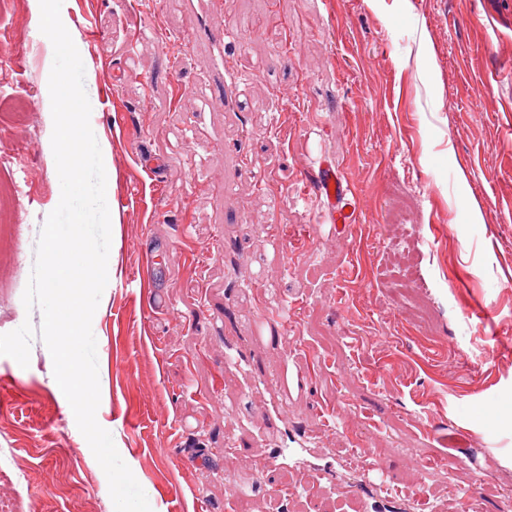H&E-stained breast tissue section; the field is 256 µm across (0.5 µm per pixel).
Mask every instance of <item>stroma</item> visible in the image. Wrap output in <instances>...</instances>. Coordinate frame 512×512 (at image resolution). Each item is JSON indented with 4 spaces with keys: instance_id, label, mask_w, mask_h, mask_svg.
<instances>
[{
    "instance_id": "stroma-1",
    "label": "stroma",
    "mask_w": 512,
    "mask_h": 512,
    "mask_svg": "<svg viewBox=\"0 0 512 512\" xmlns=\"http://www.w3.org/2000/svg\"><path fill=\"white\" fill-rule=\"evenodd\" d=\"M208 26L236 24L239 110L204 93L215 58L189 46L186 0H63L85 90L111 86L91 128L110 171L108 283L92 319L96 419L148 492L152 512H373L350 460L379 457L389 481L425 492L431 512H506L512 501V0H222ZM93 18L101 36L85 39ZM33 0H0V334L40 310L22 295L35 246L60 201L45 104L48 45ZM143 152L160 165L146 171ZM335 159L361 202L331 234L302 197L312 158ZM232 187H225V177ZM162 254L163 307L128 279L142 248ZM411 256L414 299L396 298ZM288 307L262 349L272 376L305 369L317 393L283 409L312 431V472L260 473L266 390L224 371V323L252 335L259 300ZM20 397L0 408V512H113L107 477L79 431L41 338L28 367L0 356ZM199 460L185 466L192 449ZM470 454L489 481L469 508ZM266 489L230 498L225 472Z\"/></svg>"
}]
</instances>
